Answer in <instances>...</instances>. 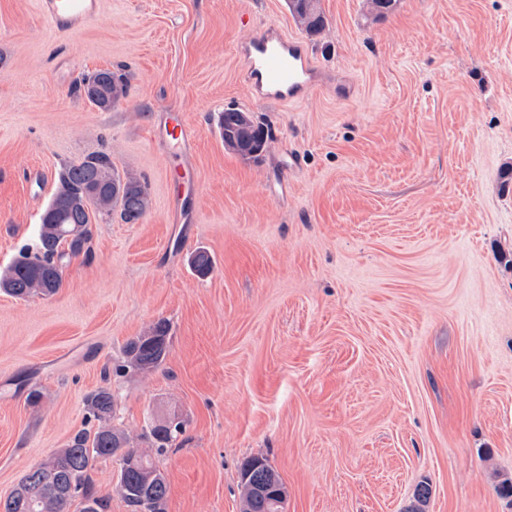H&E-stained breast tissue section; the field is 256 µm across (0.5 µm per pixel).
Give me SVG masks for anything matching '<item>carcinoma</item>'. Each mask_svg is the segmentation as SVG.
<instances>
[{
	"instance_id": "cac0c4a2",
	"label": "carcinoma",
	"mask_w": 512,
	"mask_h": 512,
	"mask_svg": "<svg viewBox=\"0 0 512 512\" xmlns=\"http://www.w3.org/2000/svg\"><path fill=\"white\" fill-rule=\"evenodd\" d=\"M317 0H288V9L302 30L310 37L320 34L325 17ZM103 85L115 99L127 97L128 80L110 70L83 76L71 87V93L87 96V90ZM220 135L224 148L243 159H256L264 151L269 134L241 110L221 113ZM150 206L147 182L122 173L106 150L86 155L59 174L58 183L41 216L36 242L0 273V291L19 299L49 297L63 284L65 270L79 257L92 255L90 224L112 219L119 212L121 220L135 223ZM190 266L207 276L213 266L210 253L199 248L189 257ZM169 347L166 321L154 323L141 336L130 339L124 347V361L116 371L147 373L165 361ZM89 414L99 421L93 432L78 431L63 448L43 463L31 468L8 497L0 498V512H109V498L93 493L89 471L99 457L119 461L116 490L131 512H165L168 494L166 477L147 451L134 446L129 435L110 423L114 395L100 387L86 399ZM184 431L183 422L161 420L150 429L147 439L162 454L172 447ZM244 489L242 512H285L282 505L285 487L267 459L248 457L240 469ZM430 495L428 485H420L405 512H425Z\"/></svg>"
}]
</instances>
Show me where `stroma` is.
Listing matches in <instances>:
<instances>
[{
  "mask_svg": "<svg viewBox=\"0 0 512 512\" xmlns=\"http://www.w3.org/2000/svg\"><path fill=\"white\" fill-rule=\"evenodd\" d=\"M51 31L38 0H0V271L37 233L65 165L107 150L148 183L137 223L93 225L48 298L0 292V498L94 430L141 437L178 414L154 461L166 512H240V465L266 457L286 512H512V0H319L306 98L255 103L236 44L287 0H99ZM124 69L109 111L71 94ZM268 126L258 160L225 150L218 116ZM192 143L183 221L160 143L169 113ZM205 247L212 272L189 254ZM155 371L114 374L157 321ZM42 394L30 405V389ZM97 85H103L108 88V90L112 92V97L115 99H123L128 95V80L122 74L118 75L108 69L99 70L83 76L73 84L71 87V93L81 95L90 100L87 95V90L90 87ZM183 431L184 424L182 421L173 425L163 419L151 427L147 439L149 440L151 448H156L157 454H162L166 452L168 448L172 447L173 443Z\"/></svg>",
  "mask_w": 512,
  "mask_h": 512,
  "instance_id": "35a3bbf8",
  "label": "stroma"
}]
</instances>
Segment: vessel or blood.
<instances>
[{
    "label": "vessel or blood",
    "instance_id": "1",
    "mask_svg": "<svg viewBox=\"0 0 512 512\" xmlns=\"http://www.w3.org/2000/svg\"><path fill=\"white\" fill-rule=\"evenodd\" d=\"M40 12L52 31L65 33L97 16V0H40ZM245 82L253 101L286 102L304 98L311 86V62L299 39L269 24L247 33L237 44ZM165 146L187 156L189 135L182 117L166 119Z\"/></svg>",
    "mask_w": 512,
    "mask_h": 512
}]
</instances>
